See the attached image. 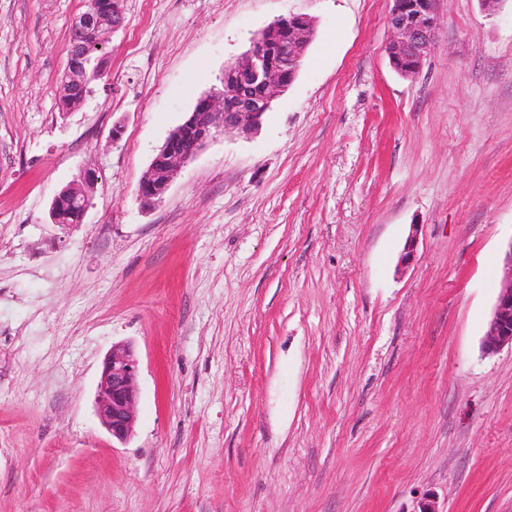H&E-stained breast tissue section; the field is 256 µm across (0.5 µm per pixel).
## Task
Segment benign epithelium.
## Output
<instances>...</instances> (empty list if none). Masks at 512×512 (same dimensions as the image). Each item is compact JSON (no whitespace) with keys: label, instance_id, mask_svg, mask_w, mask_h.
<instances>
[{"label":"benign epithelium","instance_id":"7a95c632","mask_svg":"<svg viewBox=\"0 0 512 512\" xmlns=\"http://www.w3.org/2000/svg\"><path fill=\"white\" fill-rule=\"evenodd\" d=\"M388 23L393 37L386 46L390 66L403 77L420 73L430 58L440 23V0H392ZM121 11L103 0H91L76 19L70 38L69 61L62 77V95H80L81 105L94 92L97 79L86 52L92 40L104 45L107 36L123 25ZM312 21L304 16L277 19L252 40L240 60L224 68L221 87L202 95L185 121L177 126L154 155L140 185L141 198L164 195L183 165L193 159L217 134L236 131L249 135L262 125L266 114L297 76L313 38ZM90 177L71 186L81 198L80 217L90 207ZM512 348V241L504 255V277L497 295L483 350L493 354ZM139 360L125 343L112 345L103 361L97 386L96 413L101 425L119 441L134 431L138 398Z\"/></svg>","mask_w":512,"mask_h":512}]
</instances>
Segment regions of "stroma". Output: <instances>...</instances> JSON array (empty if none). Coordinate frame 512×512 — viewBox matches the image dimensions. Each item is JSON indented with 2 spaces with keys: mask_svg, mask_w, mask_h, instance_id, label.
Returning <instances> with one entry per match:
<instances>
[{
  "mask_svg": "<svg viewBox=\"0 0 512 512\" xmlns=\"http://www.w3.org/2000/svg\"><path fill=\"white\" fill-rule=\"evenodd\" d=\"M392 5L124 0L68 112L86 0H0V512H512V349H482L512 242V0H441L413 78ZM290 15L315 36L259 130L145 204L169 133ZM86 170L83 222L51 223ZM120 342L123 443L94 408ZM138 377L139 360L132 348L125 343L112 345L103 361L95 404L101 425L119 441L134 431Z\"/></svg>",
  "mask_w": 512,
  "mask_h": 512,
  "instance_id": "obj_1",
  "label": "stroma"
}]
</instances>
